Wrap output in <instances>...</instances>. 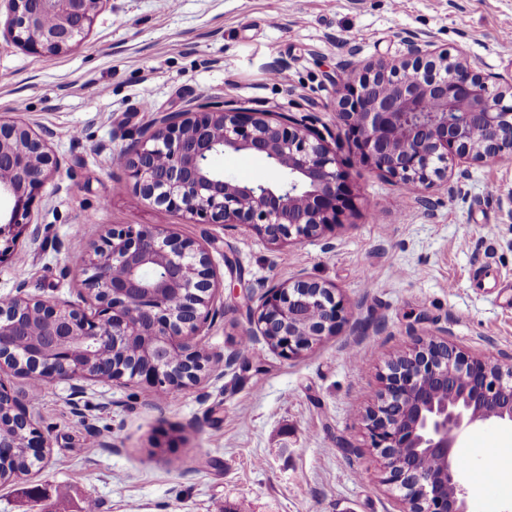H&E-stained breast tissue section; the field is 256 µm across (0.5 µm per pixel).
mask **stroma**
Instances as JSON below:
<instances>
[{
  "label": "stroma",
  "instance_id": "1",
  "mask_svg": "<svg viewBox=\"0 0 512 512\" xmlns=\"http://www.w3.org/2000/svg\"><path fill=\"white\" fill-rule=\"evenodd\" d=\"M512 0H104L80 46L38 54L0 33V116L51 130L60 172L32 207L38 245L0 264V299L27 293L88 307L76 254L115 224H167L205 245L235 279L207 349L240 351L243 293L296 276L334 285L346 307L336 335L285 358L265 343L240 351L223 377L203 374L172 399L146 385L51 382L32 402L48 437L43 468L0 482V512H402L384 481L365 413L387 362L420 337L447 334L470 356L512 350V160L466 166L421 204L363 169L338 118V88L409 34L463 51L486 74L512 76ZM285 70L284 81L270 79ZM317 118L354 194L323 238L271 245L253 232L164 215L113 165L156 112L206 101ZM462 481L481 512L485 454L512 488V428L466 437Z\"/></svg>",
  "mask_w": 512,
  "mask_h": 512
}]
</instances>
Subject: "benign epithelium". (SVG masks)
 Here are the masks:
<instances>
[{"label": "benign epithelium", "mask_w": 512, "mask_h": 512, "mask_svg": "<svg viewBox=\"0 0 512 512\" xmlns=\"http://www.w3.org/2000/svg\"><path fill=\"white\" fill-rule=\"evenodd\" d=\"M4 28L38 53L77 47L105 0H8ZM400 64L379 62L349 84L340 116L359 164L410 188L425 202L448 183V155L474 162L512 157V78L475 71L463 54L403 39ZM49 134L0 119V264L23 236L40 240L32 205L60 169ZM248 153L281 179L240 183L211 161ZM140 197L197 224L254 231L273 245L318 239L341 224L351 194L332 150L310 118L236 107L221 101L159 112L118 152ZM77 266L95 300L87 313L61 300L25 293L0 301V369L44 384L94 378L138 379L155 392H178L210 370L220 377L238 356L202 354V335L217 311L223 277L209 249L167 224H114ZM251 343L264 340L292 358L345 322L335 287L313 279L275 284L244 295ZM137 340L145 360L118 363L115 352ZM31 402L0 381V470L8 467V432L27 459L43 463L49 440L35 427ZM371 447L384 481L403 491L405 512H467L468 492L455 465L461 441L486 424L512 426V352L493 362L474 358L446 338L420 340L393 360L381 401L366 413ZM423 458L437 463L425 472Z\"/></svg>", "instance_id": "7a95c632"}]
</instances>
